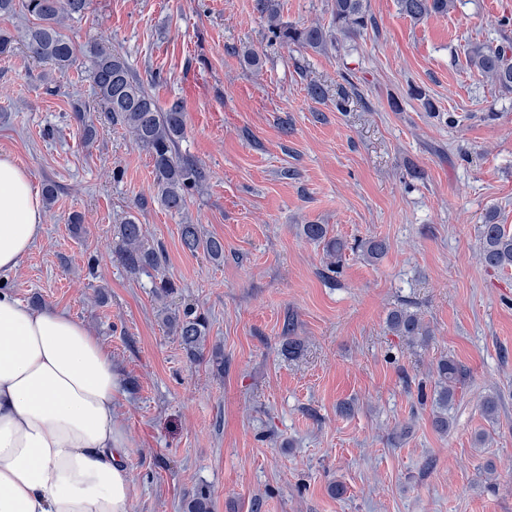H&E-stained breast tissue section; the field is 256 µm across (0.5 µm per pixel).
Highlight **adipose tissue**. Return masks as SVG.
I'll use <instances>...</instances> for the list:
<instances>
[{"label":"adipose tissue","instance_id":"1","mask_svg":"<svg viewBox=\"0 0 512 512\" xmlns=\"http://www.w3.org/2000/svg\"><path fill=\"white\" fill-rule=\"evenodd\" d=\"M43 203L0 155V272L39 236ZM123 381L97 336L66 312L0 289V512H129Z\"/></svg>","mask_w":512,"mask_h":512}]
</instances>
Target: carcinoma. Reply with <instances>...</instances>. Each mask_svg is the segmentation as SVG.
<instances>
[{
	"instance_id": "1",
	"label": "carcinoma",
	"mask_w": 512,
	"mask_h": 512,
	"mask_svg": "<svg viewBox=\"0 0 512 512\" xmlns=\"http://www.w3.org/2000/svg\"><path fill=\"white\" fill-rule=\"evenodd\" d=\"M398 6L401 14L420 22L432 15L447 13L452 0H398ZM87 8V0H0V15L21 12L36 20L18 37L0 30V56L13 54L21 44L31 58L50 62L61 74L67 72L75 65L77 56L75 44L64 28L66 22L81 18ZM255 10L267 22L271 40L285 46L316 50L326 48L334 33L356 36L374 23L367 0H332L334 33L317 23L296 27L282 22L278 0H255ZM87 56L89 77L103 108L104 121L128 132L149 154L156 199L168 211L183 213L187 199L208 180L204 165L180 149L186 132L183 106L176 101L162 107L120 51L93 44L87 49ZM468 63L478 74L490 78L503 94H512V42L505 40L495 46L475 43L468 51ZM90 111L91 107L82 99H72V120L87 145L95 141L98 133ZM301 232L306 239L324 244L329 259L327 269L336 272L346 242L328 236L326 224H304ZM144 238L143 225L134 218L125 219L118 227L116 259L130 273L149 278L156 297L164 300L174 293L175 284L163 273L160 251L147 246ZM180 239L182 247L189 252L200 251L211 262L224 263V239L204 234L200 225L188 221L180 225ZM356 250L366 261L372 262L385 254L387 243L383 239L369 238L358 244ZM479 256L489 268L512 269V234L500 224L482 225ZM160 320L176 336L191 360L204 356L209 333L205 313L188 305L181 309L165 306ZM387 323L400 336L429 335L418 315L404 308L392 310ZM437 375L432 424L437 431L447 433L452 428L448 410L453 405L456 387L465 381L467 371L457 361L444 358L437 364ZM212 509L211 496L205 491L197 492L186 505V512H212Z\"/></svg>"
}]
</instances>
